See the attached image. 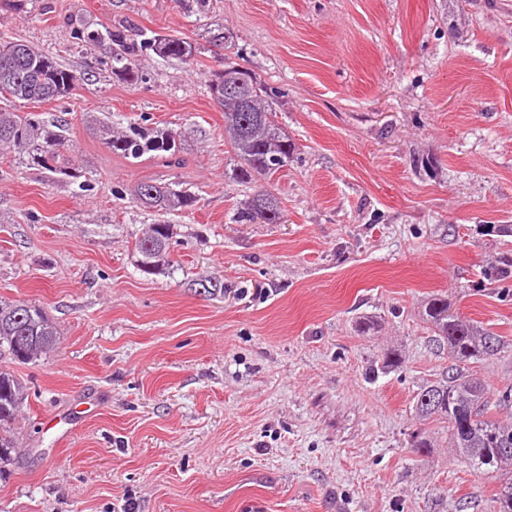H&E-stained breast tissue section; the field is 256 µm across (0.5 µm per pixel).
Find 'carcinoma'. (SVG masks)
<instances>
[{
  "label": "carcinoma",
  "instance_id": "1",
  "mask_svg": "<svg viewBox=\"0 0 512 512\" xmlns=\"http://www.w3.org/2000/svg\"><path fill=\"white\" fill-rule=\"evenodd\" d=\"M106 39L121 46L112 56V74L126 82L137 80L131 61L133 51L124 43L122 30L106 33ZM147 45L159 54L188 63L198 48L184 39L157 35ZM79 78L62 67L50 55L22 40L0 39V96L44 102L71 94ZM211 99L224 110V133L227 134L236 163L229 179L256 186L253 196L238 213L246 224H279L282 213L274 196L259 184L288 166L294 145L275 121L269 102L270 94L251 71L224 59V68L212 74L209 82ZM87 121L106 147L126 158L145 155L173 159L180 154V135L165 131L134 130L116 133L112 125L95 115ZM0 150L13 151L28 163L76 181L80 167L70 156L67 140L60 130L32 114L23 115L0 107ZM131 198L145 208L170 213L192 208L196 198L185 190L154 181L137 183ZM174 225L158 222L150 225L134 249V263L143 274L163 273L171 263L170 248ZM422 320L440 341L448 346L454 367L448 369L443 382L422 385L415 396V411L424 420L447 425L451 443L460 461L473 472L492 477L502 467L512 464V425H504L490 415L484 380L469 365L504 352L500 338L476 322L450 311L448 298L437 295L429 299ZM60 333L56 322L38 305L25 301L0 299V355H8L18 364H28L54 349ZM402 356L395 350L381 355L376 371L387 373L402 367ZM26 384L10 372L0 370V476L9 470L16 452L14 425L25 401ZM493 512H512V482L500 489Z\"/></svg>",
  "mask_w": 512,
  "mask_h": 512
}]
</instances>
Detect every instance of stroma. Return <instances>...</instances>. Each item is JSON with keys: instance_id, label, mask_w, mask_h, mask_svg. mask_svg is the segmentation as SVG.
I'll return each instance as SVG.
<instances>
[{"instance_id": "35a3bbf8", "label": "stroma", "mask_w": 512, "mask_h": 512, "mask_svg": "<svg viewBox=\"0 0 512 512\" xmlns=\"http://www.w3.org/2000/svg\"><path fill=\"white\" fill-rule=\"evenodd\" d=\"M116 27L132 84L92 39ZM0 38L79 77L7 107L63 122L82 167L75 184L0 154V298L60 332L35 363L0 357L29 387L0 512H488L512 469L468 470L414 402L452 363L419 316L435 294L501 337L476 370L490 398L512 388V0H0ZM226 56L296 146L268 184L278 224L234 220L252 191L224 177L208 88ZM90 112L177 130L180 163L112 154ZM147 180L197 199L149 276L133 250L158 217L130 196ZM388 350L403 367L372 376ZM145 43L159 54L184 63L193 60L198 51L192 42L173 36L157 35L147 39Z\"/></svg>"}]
</instances>
